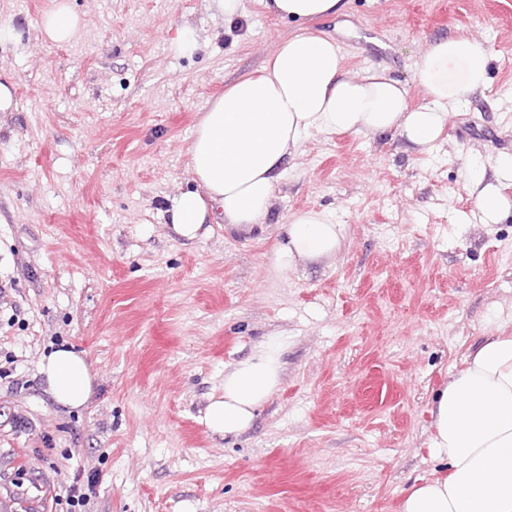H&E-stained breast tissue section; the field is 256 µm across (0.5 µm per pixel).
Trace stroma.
Wrapping results in <instances>:
<instances>
[{
  "mask_svg": "<svg viewBox=\"0 0 512 512\" xmlns=\"http://www.w3.org/2000/svg\"><path fill=\"white\" fill-rule=\"evenodd\" d=\"M85 25L39 37L50 0H0V512H398L440 464L429 408L469 348L512 328V214L472 216L464 160L512 153V0H346L297 23L247 0H72ZM204 41L169 49L182 24ZM341 44L352 70L412 86L428 42L485 41L489 82L451 112L430 155L397 137L308 139L276 186L272 222L179 238L171 197L192 189L191 132L208 102L307 29ZM344 226L336 255L272 274L300 209ZM288 338L283 382L237 439L200 421L224 368ZM87 353L93 394L55 404L39 369L60 347Z\"/></svg>",
  "mask_w": 512,
  "mask_h": 512,
  "instance_id": "stroma-1",
  "label": "stroma"
}]
</instances>
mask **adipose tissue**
I'll list each match as a JSON object with an SVG mask.
<instances>
[{
    "label": "adipose tissue",
    "instance_id": "ef3b65f1",
    "mask_svg": "<svg viewBox=\"0 0 512 512\" xmlns=\"http://www.w3.org/2000/svg\"><path fill=\"white\" fill-rule=\"evenodd\" d=\"M283 18L306 21L340 14L343 0H259ZM70 0H53L41 38L66 43L82 29ZM490 51L484 41L446 35L429 42L413 80L426 102L408 104L405 84L387 69L368 65L352 73L328 32L300 33L279 41L258 73L237 78L196 122L188 148L193 190L170 202L174 232L193 241L209 226L251 231L272 213L276 183L286 160L315 135L350 133L366 139L397 135L408 154H428L448 126L450 112L487 84ZM468 188L477 220L499 223L512 212V154L489 163L469 162ZM343 227L323 210L292 213L269 256L274 273L299 261L336 254ZM284 337L260 340L254 353L224 369V392L211 397L202 421L213 434L236 437L279 389ZM55 402L77 409L92 394L83 354L58 349L40 369ZM431 459L448 472L413 485L399 512H512V333L497 329L471 346L463 368L449 375L430 409Z\"/></svg>",
    "mask_w": 512,
    "mask_h": 512
}]
</instances>
